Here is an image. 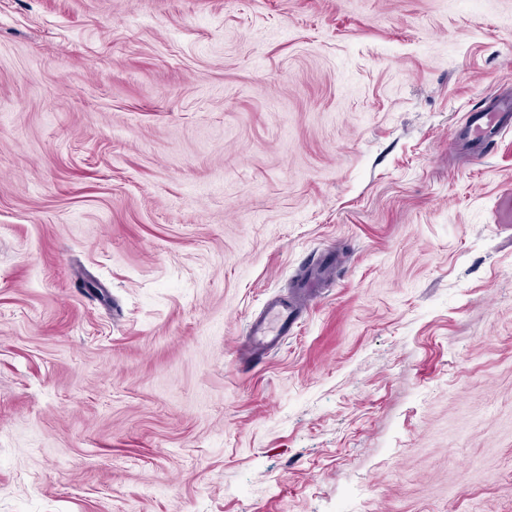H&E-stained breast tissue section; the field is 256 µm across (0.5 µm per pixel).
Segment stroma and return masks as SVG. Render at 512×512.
Listing matches in <instances>:
<instances>
[{"mask_svg":"<svg viewBox=\"0 0 512 512\" xmlns=\"http://www.w3.org/2000/svg\"><path fill=\"white\" fill-rule=\"evenodd\" d=\"M504 91L512 0H0V512H512ZM512 98L504 102H498L481 114H474L470 125L464 129L465 135L472 140L488 147L494 141V137L500 134L505 123L512 122ZM297 303L286 300H270L266 304L265 315L249 324L248 353L255 358L263 355L281 343L288 328L297 320Z\"/></svg>","mask_w":512,"mask_h":512,"instance_id":"stroma-1","label":"stroma"}]
</instances>
